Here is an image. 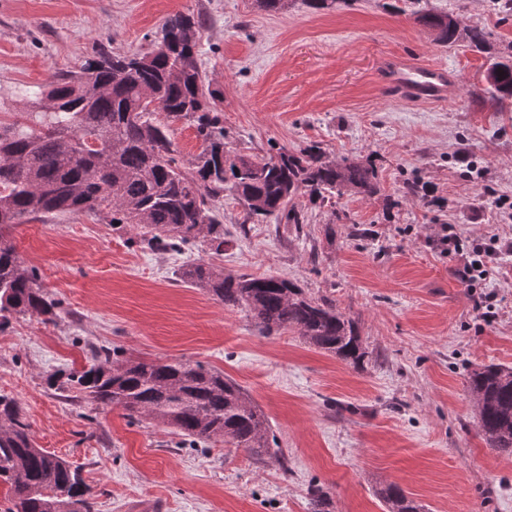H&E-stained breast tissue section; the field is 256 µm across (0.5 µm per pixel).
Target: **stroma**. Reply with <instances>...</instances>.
<instances>
[{
    "label": "stroma",
    "mask_w": 512,
    "mask_h": 512,
    "mask_svg": "<svg viewBox=\"0 0 512 512\" xmlns=\"http://www.w3.org/2000/svg\"><path fill=\"white\" fill-rule=\"evenodd\" d=\"M423 4L483 29L490 52L512 51V21L490 0ZM187 13L205 22L199 54L230 153L315 143L329 158L371 162L379 191L347 190L331 206L298 192L299 226L247 218L224 195L217 213L229 245L212 257L199 245L151 250L138 229L88 213L14 225L8 239L62 307L54 322L17 315L0 328V393L20 403L39 447L80 467L97 512H309L314 486L331 512H386L380 491L390 484L425 512H512V455L489 446L466 384L482 366L512 367V254L486 285L496 296L486 318L457 256L434 243L443 224L512 240L495 206L512 198V99H490V52L437 44L405 0H341L319 13L303 0L277 12L256 0H0V121L28 115L51 75L79 70L95 46L150 52L165 20ZM388 57L447 64L453 94L407 102L382 83ZM153 119L168 124L192 169L202 150L194 126L161 111ZM412 177L425 194H403ZM355 225L365 236H351ZM205 257L333 301L363 341L362 368L294 329L262 335L244 310L179 281ZM91 344L224 371L268 418L279 455L185 445L161 423L48 389L49 374L87 364Z\"/></svg>",
    "instance_id": "stroma-1"
}]
</instances>
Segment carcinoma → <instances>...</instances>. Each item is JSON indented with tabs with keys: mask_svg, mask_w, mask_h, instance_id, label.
Segmentation results:
<instances>
[{
	"mask_svg": "<svg viewBox=\"0 0 512 512\" xmlns=\"http://www.w3.org/2000/svg\"><path fill=\"white\" fill-rule=\"evenodd\" d=\"M419 22L440 44L467 40L486 49L482 30L463 28L449 13L423 11ZM203 28L199 17L178 14L162 26V40L150 53L116 56L100 48L76 72L51 76L35 93L43 110L36 134L0 122V231L46 214L93 213L105 223L144 229L156 249L203 244L224 254V225L211 202L228 191L247 216L283 217L301 224L288 207L301 189L329 203L344 189L378 193L370 163L338 162L311 144L285 147L269 157L231 155L224 150V125L210 106L216 90L206 87L198 60ZM141 58L145 63L131 67ZM492 98H512V55L495 58L487 70ZM161 110L191 122L203 150L183 170L166 126L153 121ZM182 279L229 307L245 309L266 334L296 329L309 345L361 364L365 351L353 324L327 299L316 300L298 284L274 276L248 277L200 260ZM61 302L45 296L34 269L24 266L14 245L0 235V319L36 315L45 323ZM60 396L117 407L134 420L150 418L192 440L221 439L261 459L276 439L264 413L224 372L182 361L122 357L115 348L91 350L80 370L47 378ZM467 387L478 409L479 428L497 450L512 454V368L488 365L470 373ZM9 486L5 512H95L79 469L37 445L16 399L0 393V485ZM380 495L388 512H421L396 485ZM330 498L310 493V512H330Z\"/></svg>",
	"mask_w": 512,
	"mask_h": 512,
	"instance_id": "obj_1",
	"label": "carcinoma"
}]
</instances>
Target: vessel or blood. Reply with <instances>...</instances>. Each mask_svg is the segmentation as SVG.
<instances>
[{
  "instance_id": "b4317fda",
  "label": "vessel or blood",
  "mask_w": 512,
  "mask_h": 512,
  "mask_svg": "<svg viewBox=\"0 0 512 512\" xmlns=\"http://www.w3.org/2000/svg\"><path fill=\"white\" fill-rule=\"evenodd\" d=\"M383 66L390 82L412 102H442L448 97L452 75L446 66L402 59L384 60Z\"/></svg>"
}]
</instances>
